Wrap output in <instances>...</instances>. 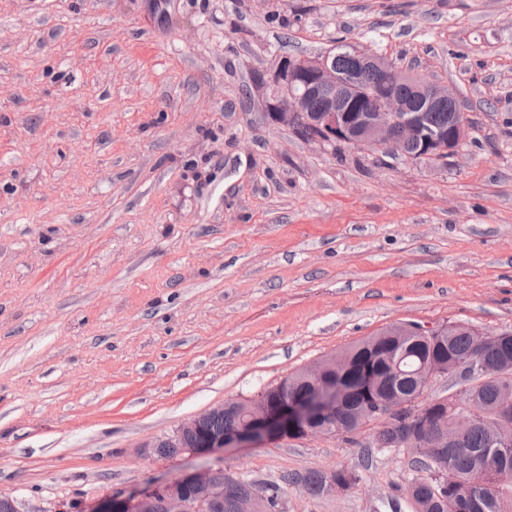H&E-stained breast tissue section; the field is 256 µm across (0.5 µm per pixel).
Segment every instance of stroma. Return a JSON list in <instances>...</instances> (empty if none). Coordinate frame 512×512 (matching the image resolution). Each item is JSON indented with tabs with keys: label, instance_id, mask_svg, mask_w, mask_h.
Here are the masks:
<instances>
[{
	"label": "stroma",
	"instance_id": "1",
	"mask_svg": "<svg viewBox=\"0 0 512 512\" xmlns=\"http://www.w3.org/2000/svg\"><path fill=\"white\" fill-rule=\"evenodd\" d=\"M344 41L456 91L447 163L305 140L254 73ZM401 322L512 329V0H0V495L90 512L224 468L412 512L406 451L145 454ZM350 467L313 497L296 477Z\"/></svg>",
	"mask_w": 512,
	"mask_h": 512
}]
</instances>
